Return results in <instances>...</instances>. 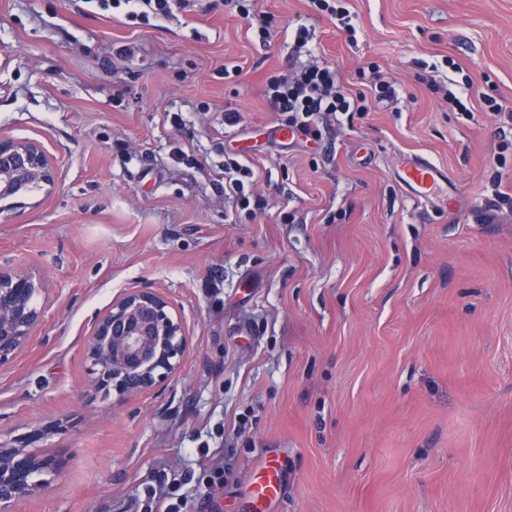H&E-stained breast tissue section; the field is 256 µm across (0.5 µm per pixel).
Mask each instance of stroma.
Instances as JSON below:
<instances>
[{
    "label": "stroma",
    "mask_w": 512,
    "mask_h": 512,
    "mask_svg": "<svg viewBox=\"0 0 512 512\" xmlns=\"http://www.w3.org/2000/svg\"><path fill=\"white\" fill-rule=\"evenodd\" d=\"M347 6L353 45L309 0H258L264 42L224 0L152 26L0 0V134L41 142L58 172L0 214V262L50 287L0 369V438L62 463L21 512H136L172 472L189 512H250L265 460L284 484L265 512H512V122L479 100L512 106V0ZM301 25L349 89L373 64L400 102L272 142L263 87ZM427 62L471 78L466 111L423 83ZM414 153L447 170L458 210L405 195L394 171ZM228 156L255 173L256 218L224 200ZM144 286L187 345L172 378L124 398L95 386L84 341Z\"/></svg>",
    "instance_id": "obj_1"
}]
</instances>
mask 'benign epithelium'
I'll return each mask as SVG.
<instances>
[{
  "instance_id": "1",
  "label": "benign epithelium",
  "mask_w": 512,
  "mask_h": 512,
  "mask_svg": "<svg viewBox=\"0 0 512 512\" xmlns=\"http://www.w3.org/2000/svg\"><path fill=\"white\" fill-rule=\"evenodd\" d=\"M56 179L42 143L0 136V200L53 186ZM45 292L41 277L0 264V368L20 355L43 324L46 307L38 299ZM185 348L183 323L172 304L153 288H132L93 320L85 354L97 387L132 397L175 374ZM61 469L55 459L0 441V512H16L41 489L35 475Z\"/></svg>"
}]
</instances>
